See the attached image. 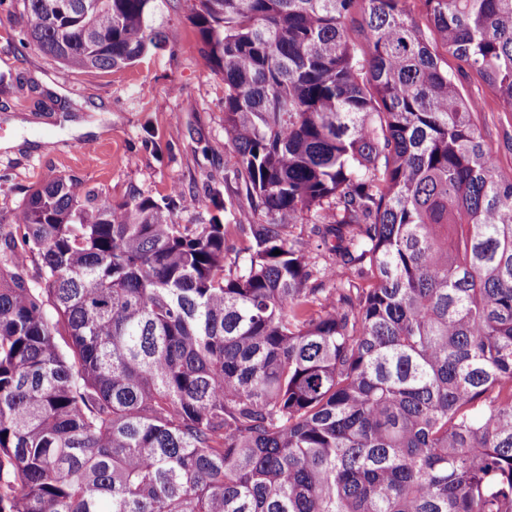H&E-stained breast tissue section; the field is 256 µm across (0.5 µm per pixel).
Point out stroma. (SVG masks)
<instances>
[{
    "label": "stroma",
    "instance_id": "stroma-1",
    "mask_svg": "<svg viewBox=\"0 0 512 512\" xmlns=\"http://www.w3.org/2000/svg\"><path fill=\"white\" fill-rule=\"evenodd\" d=\"M197 0H165L155 25L166 42L109 73L75 72L21 45L18 0H0V72L13 76L0 90V236H8L30 193L62 178L119 202L138 191L170 200L178 223L246 224L253 209L228 164L224 76L200 63ZM448 66L464 93L481 100L475 121L512 177V114L470 70ZM90 132L75 135L71 124ZM224 204L214 207L213 193Z\"/></svg>",
    "mask_w": 512,
    "mask_h": 512
}]
</instances>
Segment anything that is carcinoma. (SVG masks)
Instances as JSON below:
<instances>
[{"label": "carcinoma", "instance_id": "carcinoma-1", "mask_svg": "<svg viewBox=\"0 0 512 512\" xmlns=\"http://www.w3.org/2000/svg\"><path fill=\"white\" fill-rule=\"evenodd\" d=\"M198 2L261 219L29 195L0 251V512H512V179L448 71L512 112V0ZM161 3L21 0V43L111 71L165 39ZM346 265L368 284L309 286Z\"/></svg>", "mask_w": 512, "mask_h": 512}]
</instances>
